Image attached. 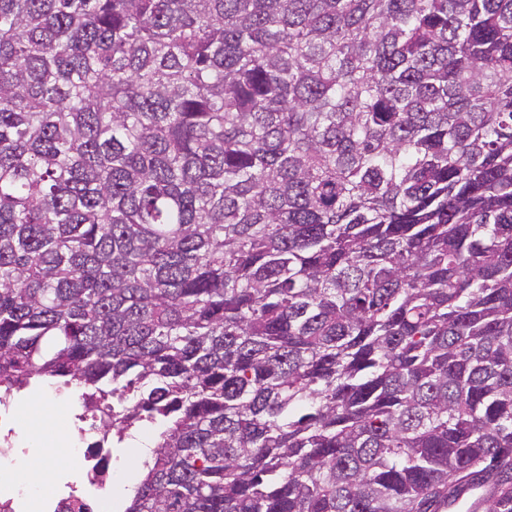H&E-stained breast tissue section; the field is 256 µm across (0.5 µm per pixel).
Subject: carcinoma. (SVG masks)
<instances>
[{"label": "carcinoma", "instance_id": "obj_1", "mask_svg": "<svg viewBox=\"0 0 512 512\" xmlns=\"http://www.w3.org/2000/svg\"><path fill=\"white\" fill-rule=\"evenodd\" d=\"M157 424L124 512H512V0H0V385Z\"/></svg>", "mask_w": 512, "mask_h": 512}]
</instances>
